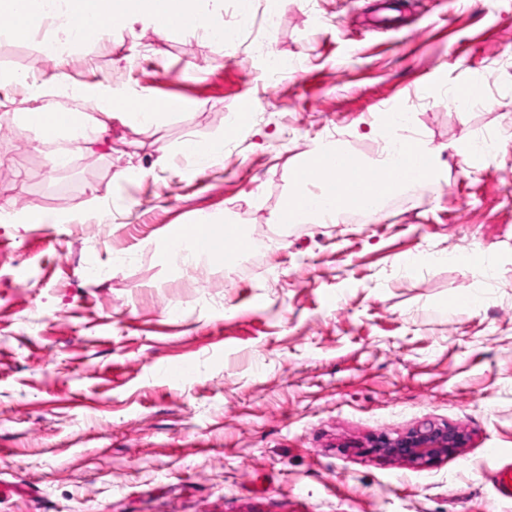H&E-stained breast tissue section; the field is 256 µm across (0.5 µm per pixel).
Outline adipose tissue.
<instances>
[{
  "label": "adipose tissue",
  "mask_w": 512,
  "mask_h": 512,
  "mask_svg": "<svg viewBox=\"0 0 512 512\" xmlns=\"http://www.w3.org/2000/svg\"><path fill=\"white\" fill-rule=\"evenodd\" d=\"M142 23L153 34L164 35L165 30L149 6L148 0H0V35L15 40L29 38L42 25H50L55 42L65 48L100 41L111 34L116 23ZM118 96L105 93L95 97L96 115L43 110L44 121L35 130L42 140L55 143V150L46 156L50 170L64 168L69 154L64 148L75 127H85L84 139L95 143L98 134L105 132L116 112ZM399 156L393 161L377 158L375 162H358L361 173L380 172L389 180L382 191L366 192L364 197L352 200L342 195L327 194L324 185L339 182L345 177L342 170L330 168L319 177L306 178L307 169L328 155H345L343 146L334 142L317 145L296 167L291 190L284 209L278 210L273 221L277 224H334L349 207L377 214L380 203L411 185H422L434 179L440 162L438 150L430 147L419 136L400 134Z\"/></svg>",
  "instance_id": "obj_1"
}]
</instances>
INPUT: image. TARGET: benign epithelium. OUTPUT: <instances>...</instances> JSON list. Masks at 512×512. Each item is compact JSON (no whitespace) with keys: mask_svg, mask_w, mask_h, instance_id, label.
Wrapping results in <instances>:
<instances>
[{"mask_svg":"<svg viewBox=\"0 0 512 512\" xmlns=\"http://www.w3.org/2000/svg\"><path fill=\"white\" fill-rule=\"evenodd\" d=\"M465 444V433L459 428L430 423L396 437L380 434L370 441L367 452L423 467L458 454Z\"/></svg>","mask_w":512,"mask_h":512,"instance_id":"benign-epithelium-1","label":"benign epithelium"}]
</instances>
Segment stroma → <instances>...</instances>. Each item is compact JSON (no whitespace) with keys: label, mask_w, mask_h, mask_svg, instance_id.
<instances>
[{"label":"stroma","mask_w":512,"mask_h":512,"mask_svg":"<svg viewBox=\"0 0 512 512\" xmlns=\"http://www.w3.org/2000/svg\"><path fill=\"white\" fill-rule=\"evenodd\" d=\"M276 5L298 65L273 81L253 29L231 61L139 22L62 60L41 30L0 40L19 112L89 113L102 85L171 112L113 117L65 172L21 121L0 133V205L38 218L0 224V512H512L486 455L512 454V0H317L318 26ZM470 83L484 106L450 109ZM395 105L443 152L432 183L272 225L297 163L328 139L376 158ZM486 134L496 153L462 154ZM217 136L206 169L181 150ZM225 222L255 244L232 271L163 261L172 227ZM475 248L492 265L455 261ZM424 423L466 447L421 468L363 451Z\"/></svg>","instance_id":"1"}]
</instances>
